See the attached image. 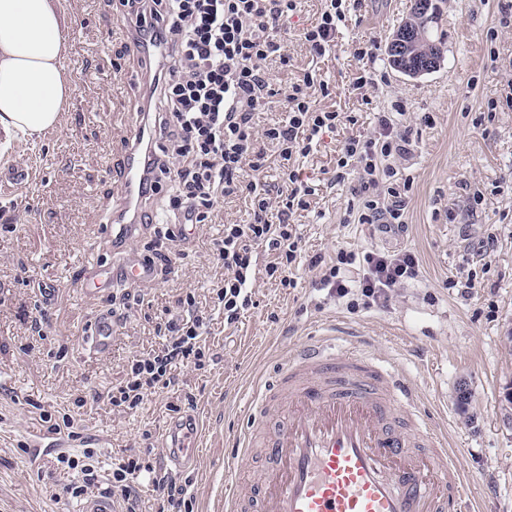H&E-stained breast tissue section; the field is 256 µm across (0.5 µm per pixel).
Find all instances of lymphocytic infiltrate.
Returning <instances> with one entry per match:
<instances>
[{"label":"lymphocytic infiltrate","mask_w":512,"mask_h":512,"mask_svg":"<svg viewBox=\"0 0 512 512\" xmlns=\"http://www.w3.org/2000/svg\"><path fill=\"white\" fill-rule=\"evenodd\" d=\"M123 2L135 18L137 42L162 61L153 121L158 140L145 150L143 170L152 185L169 181L170 218L177 224H203L224 197L241 196L250 202L248 221L226 224L223 236L211 247L224 268L223 281L212 287L213 304L223 310L229 326L252 303L259 252L271 257L267 276L283 287L293 286L289 271L297 260L300 237L289 219L307 209L315 193L302 179L297 161L344 118L316 108V95L329 93L316 73H305L283 93L264 69L268 60L288 61L277 33L296 13L298 0ZM344 18V0H328L315 25L304 29L303 40L313 57L329 51ZM275 102L282 106L284 118L256 131L254 114ZM408 143L406 126L387 112L381 113L374 133L344 142L336 175H349L354 181L348 216L385 233L403 229L404 199L392 161L406 153ZM271 166L277 170L273 186L258 179ZM356 262L362 264L363 275L351 285L340 278V268ZM419 271L417 257L409 252H368L359 257L340 251L322 282L336 297H357L364 306H381L394 288L418 277ZM187 304L188 316L159 324L161 346L133 358L129 379L109 396L113 406L136 408L149 391L169 386L174 362L204 369L210 318L196 309L195 298H188ZM142 458V451H131L107 472L95 449L59 455V463L76 473L75 481L64 485L60 494L78 500L104 488L113 498L129 501L143 470Z\"/></svg>","instance_id":"obj_1"}]
</instances>
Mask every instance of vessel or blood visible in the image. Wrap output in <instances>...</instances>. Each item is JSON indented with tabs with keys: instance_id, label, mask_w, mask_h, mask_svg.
Returning a JSON list of instances; mask_svg holds the SVG:
<instances>
[{
	"instance_id": "vessel-or-blood-1",
	"label": "vessel or blood",
	"mask_w": 512,
	"mask_h": 512,
	"mask_svg": "<svg viewBox=\"0 0 512 512\" xmlns=\"http://www.w3.org/2000/svg\"><path fill=\"white\" fill-rule=\"evenodd\" d=\"M125 206L139 208L150 193L137 153L122 162ZM37 184L23 165L0 167V199ZM144 263L98 270L84 288L96 295L117 280L145 282ZM116 321L98 315L88 329L90 350L112 348ZM332 322L299 346L258 385L244 427L232 440L239 458L261 451L266 465L250 492L232 482L214 512H459L461 467L412 388L385 354L349 343ZM196 416L170 422L164 442L181 469L196 468Z\"/></svg>"
}]
</instances>
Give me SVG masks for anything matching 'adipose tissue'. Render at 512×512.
<instances>
[{"label":"adipose tissue","mask_w":512,"mask_h":512,"mask_svg":"<svg viewBox=\"0 0 512 512\" xmlns=\"http://www.w3.org/2000/svg\"><path fill=\"white\" fill-rule=\"evenodd\" d=\"M53 0H0V128L34 137L58 127L73 83Z\"/></svg>","instance_id":"obj_1"}]
</instances>
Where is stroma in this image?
Here are the masks:
<instances>
[{
    "mask_svg": "<svg viewBox=\"0 0 512 512\" xmlns=\"http://www.w3.org/2000/svg\"><path fill=\"white\" fill-rule=\"evenodd\" d=\"M56 2L68 21L63 65L72 96L57 129L0 145V165H31L43 183L39 194L0 201V512H77L78 502L56 496L72 478L57 451L35 458L29 449L66 414L80 424L69 452L92 443L109 465L127 449L151 447L153 470L135 483V512H156V472L176 473L187 512H211L224 489L227 442L245 420L255 381L334 318L361 328L372 349L389 352L404 370L462 464L467 512H512V405L501 402L512 383V0H439L441 66L416 78L394 71L385 51L414 0H349L333 46L319 59L301 33L325 2L301 0L277 35L290 61L270 62L269 78L285 91L316 71L330 89L317 107L355 121L324 135L300 161L316 192L291 217L301 237L294 287L270 280L269 257L259 253L253 304L229 328L210 303V288L224 277L211 244L225 223L248 220L247 204L224 199L173 248L160 224L127 227L125 243L113 245L106 211L124 201L120 161L149 108L150 83L136 93L127 82L143 69L144 54L120 0ZM372 40L375 57L358 59L357 49ZM363 71L380 80L353 93L350 83ZM398 106L411 146L395 165L410 184L405 230L392 236L344 223L352 196L349 181L336 177V158L348 137L373 133L379 113ZM477 190L483 200L474 207ZM400 249L415 254L420 273L387 304L353 309L321 290L337 251ZM315 256L324 267H311ZM146 261L151 281L83 295L96 266ZM43 288L54 290L56 301L42 303ZM190 294L211 312V361L201 370L176 362L169 387L137 408L113 406L108 392L126 383L135 355L160 346L158 322L184 313ZM112 311L121 317L112 349L95 356L85 333L98 313ZM188 413L199 420V462L196 471L178 473L160 433L166 421Z\"/></svg>",
    "mask_w": 512,
    "mask_h": 512,
    "instance_id": "1",
    "label": "stroma"
}]
</instances>
